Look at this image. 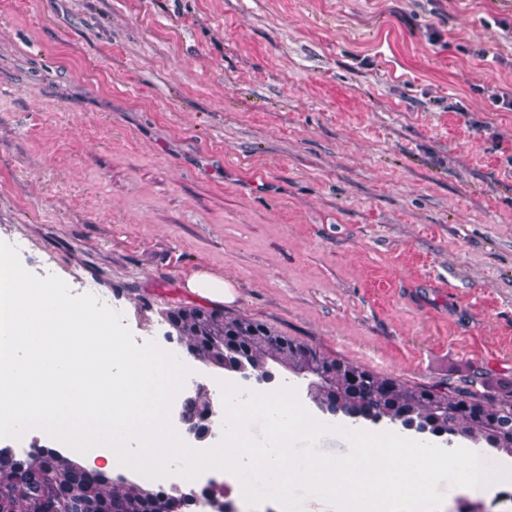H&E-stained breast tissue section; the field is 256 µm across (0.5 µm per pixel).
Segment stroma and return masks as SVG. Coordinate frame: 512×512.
Here are the masks:
<instances>
[{
  "label": "stroma",
  "instance_id": "1",
  "mask_svg": "<svg viewBox=\"0 0 512 512\" xmlns=\"http://www.w3.org/2000/svg\"><path fill=\"white\" fill-rule=\"evenodd\" d=\"M512 0H0V242L119 311L194 382L293 388L193 354L168 322L217 309L404 385L512 393ZM195 272L236 297L192 292ZM116 478L40 430L0 438ZM236 505L232 473L204 472ZM444 512H512L501 484Z\"/></svg>",
  "mask_w": 512,
  "mask_h": 512
}]
</instances>
